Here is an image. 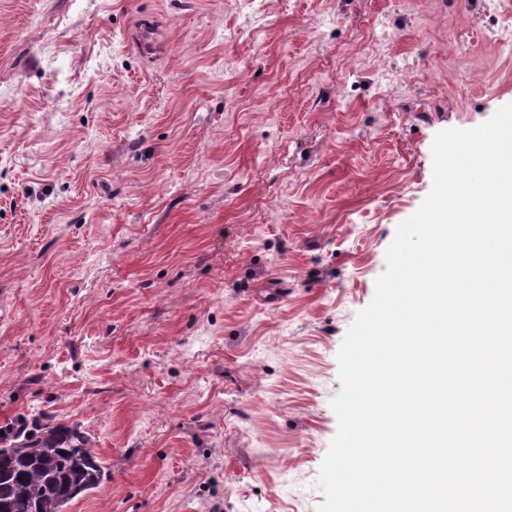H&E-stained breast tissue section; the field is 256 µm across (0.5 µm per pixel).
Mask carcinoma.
Instances as JSON below:
<instances>
[{
  "label": "carcinoma",
  "instance_id": "obj_1",
  "mask_svg": "<svg viewBox=\"0 0 512 512\" xmlns=\"http://www.w3.org/2000/svg\"><path fill=\"white\" fill-rule=\"evenodd\" d=\"M106 472L91 438L46 416L39 428L0 430V512H63Z\"/></svg>",
  "mask_w": 512,
  "mask_h": 512
}]
</instances>
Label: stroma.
<instances>
[{
	"label": "stroma",
	"mask_w": 512,
	"mask_h": 512,
	"mask_svg": "<svg viewBox=\"0 0 512 512\" xmlns=\"http://www.w3.org/2000/svg\"><path fill=\"white\" fill-rule=\"evenodd\" d=\"M511 36L506 0H0V427L90 436L65 512H317L338 351Z\"/></svg>",
	"instance_id": "35a3bbf8"
}]
</instances>
